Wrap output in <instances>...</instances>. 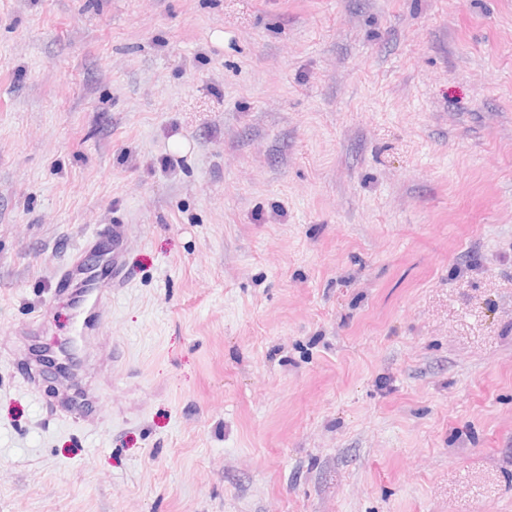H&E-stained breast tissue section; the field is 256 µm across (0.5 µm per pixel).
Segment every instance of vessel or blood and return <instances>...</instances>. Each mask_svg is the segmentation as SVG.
<instances>
[{"instance_id": "obj_1", "label": "vessel or blood", "mask_w": 512, "mask_h": 512, "mask_svg": "<svg viewBox=\"0 0 512 512\" xmlns=\"http://www.w3.org/2000/svg\"><path fill=\"white\" fill-rule=\"evenodd\" d=\"M130 230V225L115 224L106 234L84 237L72 257L55 272V290L68 298L75 312V340L51 350L43 348L45 324L41 321L15 332L17 340L35 349L28 362L30 388L39 389L52 378L60 384L51 403L56 418L73 421L105 411L103 393L95 382L103 367L100 354L107 345L101 330L110 317L113 294L126 284L123 255Z\"/></svg>"}]
</instances>
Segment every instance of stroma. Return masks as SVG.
Segmentation results:
<instances>
[{
  "label": "stroma",
  "instance_id": "obj_1",
  "mask_svg": "<svg viewBox=\"0 0 512 512\" xmlns=\"http://www.w3.org/2000/svg\"><path fill=\"white\" fill-rule=\"evenodd\" d=\"M0 512H512V0H0ZM107 229L105 236L96 233L84 237L72 257L53 277L55 291L68 298L75 312L77 335L62 346L45 349L41 344L45 321L32 322L14 333L15 339L29 352L30 346L35 349L34 357L28 362L30 388L38 390L49 379H56L62 387L55 392L50 407L57 419L76 421L93 413L101 416L106 408L103 393L95 383L96 374L104 365L99 354L109 339L100 333L112 311V295L126 285L123 255L131 227L129 224H113ZM104 237L106 241L101 243ZM85 254L98 255L106 268L105 277L96 275V270L84 260ZM71 353H74L73 358H69ZM47 358L55 359L60 366L56 373L45 363ZM83 360L86 370L82 379Z\"/></svg>",
  "mask_w": 512,
  "mask_h": 512
}]
</instances>
